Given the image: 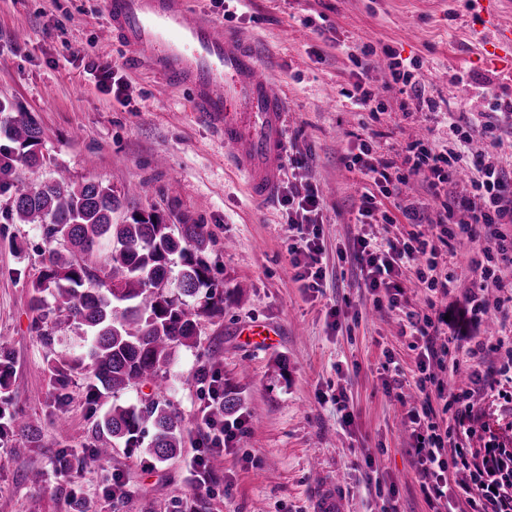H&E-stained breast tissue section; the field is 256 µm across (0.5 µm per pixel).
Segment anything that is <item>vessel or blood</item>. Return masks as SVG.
Instances as JSON below:
<instances>
[{"instance_id":"vessel-or-blood-1","label":"vessel or blood","mask_w":512,"mask_h":512,"mask_svg":"<svg viewBox=\"0 0 512 512\" xmlns=\"http://www.w3.org/2000/svg\"><path fill=\"white\" fill-rule=\"evenodd\" d=\"M113 30L173 88L191 92L198 116L224 135V145L253 200L271 198L287 149V103L256 53L238 33L186 0H106ZM488 37L512 51V26L487 13Z\"/></svg>"}]
</instances>
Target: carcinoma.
Instances as JSON below:
<instances>
[{"instance_id":"carcinoma-1","label":"carcinoma","mask_w":512,"mask_h":512,"mask_svg":"<svg viewBox=\"0 0 512 512\" xmlns=\"http://www.w3.org/2000/svg\"><path fill=\"white\" fill-rule=\"evenodd\" d=\"M4 137L0 183H9L18 163L31 171L42 166L43 131L34 120H14ZM120 208L111 186L74 184L59 170L51 181L14 185L6 218L41 226L48 249L30 285L32 308L54 328L72 326L84 350L52 358L53 380L65 387L87 359L94 373L87 401L112 398L96 424L103 437L93 456L108 457L122 443L165 461L183 448L184 428L160 382L178 348L198 346V317L221 313L224 297L211 276L212 241L203 225L169 224L139 210L115 224ZM145 386L151 393L138 403L121 402ZM16 429L21 437L13 453L21 457L40 429L16 419L0 425L6 434Z\"/></svg>"}]
</instances>
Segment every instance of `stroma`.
Listing matches in <instances>:
<instances>
[{
	"instance_id": "35a3bbf8",
	"label": "stroma",
	"mask_w": 512,
	"mask_h": 512,
	"mask_svg": "<svg viewBox=\"0 0 512 512\" xmlns=\"http://www.w3.org/2000/svg\"><path fill=\"white\" fill-rule=\"evenodd\" d=\"M192 8L227 24L258 52L288 104V142L309 158L304 180L322 192L319 235L322 287L294 280L287 214L278 198L253 201L224 137L191 110L188 90H171L148 67L130 66V52L112 31L104 0H0V126L19 116L43 130L39 179L65 169L74 183L112 186L126 211L157 212L170 224H202L212 236V275L224 293L221 314L199 319V345L178 348L168 396L186 430L204 405L197 368L208 351L238 398L245 432L225 451L228 490H195L184 446L159 462L142 449L117 446L106 465L88 455L109 399L89 404L91 367L66 388L48 372L62 350L45 341L31 308L30 283L46 244L33 224L4 219L12 192L0 191V336L11 339L12 369L0 389V414L37 422L40 436L25 457L0 438V512H128L104 498L120 473L149 512H434L420 489L418 466L402 426L417 403L418 351L402 335L398 312L376 310L352 258L354 214L363 183L343 161L357 138L371 137L376 157L402 164V146L447 140L444 113L470 119L487 108L476 89L488 81L512 98V69L494 44L472 35L467 0H192ZM422 63L427 97L438 109L400 94L384 48ZM76 57L63 63L65 49ZM112 62L125 91L115 100L85 71ZM378 90L382 111L354 108L355 82ZM263 322L278 336L255 345L244 328ZM402 369L399 393L386 392L384 350ZM345 404H337L338 394ZM77 461L79 487L56 471L59 452ZM44 474L41 486L31 472ZM375 472L379 484L367 481Z\"/></svg>"
}]
</instances>
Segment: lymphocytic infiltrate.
I'll return each mask as SVG.
<instances>
[{
	"mask_svg": "<svg viewBox=\"0 0 512 512\" xmlns=\"http://www.w3.org/2000/svg\"><path fill=\"white\" fill-rule=\"evenodd\" d=\"M478 92L488 99L487 112L469 123H462L456 112L448 114V141L438 145L415 140L402 149L403 168L373 154L369 140H360L356 151L347 153L346 165L365 181L355 222L356 259L375 304H387L405 316L410 336L419 341V375L415 386L422 396L411 407L405 423L411 430L413 452L417 457L420 487L432 502L455 507L465 499L468 512H512V489L503 482V474L512 470V439L489 432L483 447L472 448L467 437L481 423L471 399L474 394L512 383V371L506 365H493L483 358L485 349L512 343V282L503 278L512 271V175L495 157L502 144L499 133L501 117L512 112V99H505L490 86L481 84ZM486 141L484 150L472 151L474 133ZM470 169L472 197L458 203L446 192L454 175ZM422 173L431 178L430 189L440 205L435 222L424 224L418 207L398 199L399 184L407 177ZM288 224L294 235L289 248L294 278L302 287L321 286L320 246L310 232L321 221L320 196L316 188L305 194L288 193ZM468 213L467 220H455L457 209ZM402 217L410 229L401 238L381 239L368 231L369 225L393 223ZM482 241L479 252L469 259L475 275L474 286L464 299H457L455 272L440 262L439 248L447 246L456 253L458 246ZM411 272L427 290L423 308L412 307L405 297L400 278ZM448 340L437 343L439 335ZM467 370L471 389L459 390L451 378ZM442 409H435L434 400ZM224 402V385L211 378L206 412L194 429V453L187 467L197 488L213 492L222 484L221 477L208 466L212 455L223 454L241 434L240 419L210 416L209 411ZM450 414L440 420V411ZM465 469L474 476L473 484L453 487L450 475Z\"/></svg>",
	"mask_w": 512,
	"mask_h": 512,
	"instance_id": "lymphocytic-infiltrate-1",
	"label": "lymphocytic infiltrate"
}]
</instances>
